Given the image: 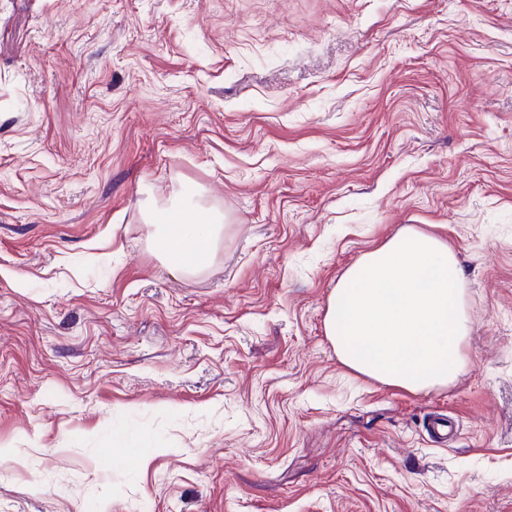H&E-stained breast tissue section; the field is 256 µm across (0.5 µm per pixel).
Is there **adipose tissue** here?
<instances>
[{"instance_id": "1", "label": "adipose tissue", "mask_w": 512, "mask_h": 512, "mask_svg": "<svg viewBox=\"0 0 512 512\" xmlns=\"http://www.w3.org/2000/svg\"><path fill=\"white\" fill-rule=\"evenodd\" d=\"M154 244L171 271H205L223 217L149 210ZM326 335L350 370L412 392L453 383L466 366L470 334L454 251L438 236L404 227L365 253L328 298Z\"/></svg>"}]
</instances>
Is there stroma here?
Wrapping results in <instances>:
<instances>
[{
  "label": "stroma",
  "mask_w": 512,
  "mask_h": 512,
  "mask_svg": "<svg viewBox=\"0 0 512 512\" xmlns=\"http://www.w3.org/2000/svg\"><path fill=\"white\" fill-rule=\"evenodd\" d=\"M406 226L471 321L423 392L324 327ZM0 512H512V0H0ZM154 244L171 271L187 274L205 271L215 256L223 215L197 209L187 219L179 210H149Z\"/></svg>",
  "instance_id": "35a3bbf8"
}]
</instances>
